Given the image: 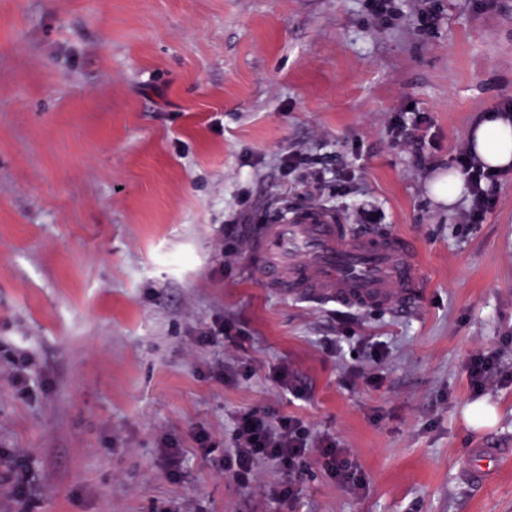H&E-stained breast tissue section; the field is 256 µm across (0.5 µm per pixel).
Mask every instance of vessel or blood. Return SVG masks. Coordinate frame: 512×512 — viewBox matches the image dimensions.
I'll list each match as a JSON object with an SVG mask.
<instances>
[{"instance_id":"1","label":"vessel or blood","mask_w":512,"mask_h":512,"mask_svg":"<svg viewBox=\"0 0 512 512\" xmlns=\"http://www.w3.org/2000/svg\"><path fill=\"white\" fill-rule=\"evenodd\" d=\"M249 268L259 283L286 297L348 307H384L418 296L423 279L416 245L381 230L361 232L341 212L293 208L261 225ZM512 449L474 448L458 459L462 481L480 488L497 479Z\"/></svg>"}]
</instances>
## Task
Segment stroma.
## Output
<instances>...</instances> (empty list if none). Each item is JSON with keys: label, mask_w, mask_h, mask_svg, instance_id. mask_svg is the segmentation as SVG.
Segmentation results:
<instances>
[{"label": "stroma", "mask_w": 512, "mask_h": 512, "mask_svg": "<svg viewBox=\"0 0 512 512\" xmlns=\"http://www.w3.org/2000/svg\"><path fill=\"white\" fill-rule=\"evenodd\" d=\"M414 5L385 25L366 0H0V346L36 363L30 398L0 377V448L28 455L29 512H512V462L482 490L456 474L487 440L512 446V169L473 227L467 199L430 188L476 118L512 101V0H440L430 34ZM409 107L431 118L432 156L390 138ZM293 153L345 190L310 195L308 168L282 166ZM290 205L351 225L372 209L418 248L417 300L283 297L248 251L218 250L229 221ZM218 316L243 346L201 343ZM478 351L500 366L479 392ZM256 408L348 449L363 487L314 453L296 499L270 463L240 485L221 461Z\"/></svg>", "instance_id": "obj_1"}]
</instances>
